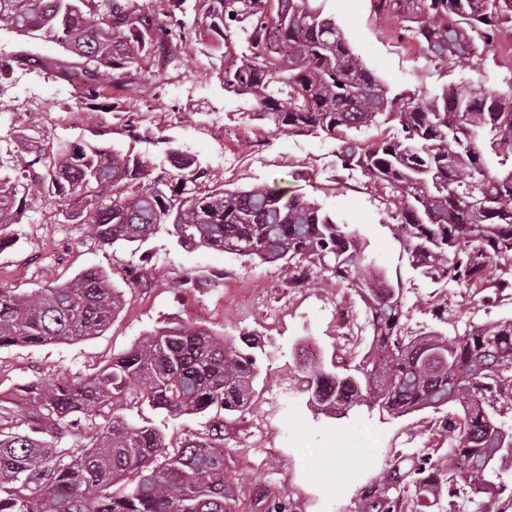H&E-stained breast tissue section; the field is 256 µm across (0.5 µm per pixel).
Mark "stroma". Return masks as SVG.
I'll return each instance as SVG.
<instances>
[{"label":"stroma","mask_w":512,"mask_h":512,"mask_svg":"<svg viewBox=\"0 0 512 512\" xmlns=\"http://www.w3.org/2000/svg\"><path fill=\"white\" fill-rule=\"evenodd\" d=\"M319 5L390 93L430 98L448 84L512 91V44L495 45L461 69L433 61L410 39L413 17L392 0ZM178 51L180 71L128 74L113 85L111 98L90 110L78 104L64 78L45 71L65 58L62 47L2 30L0 55L22 52L35 62L0 82V138L12 139L19 128L68 143L104 138L122 153L157 164L176 151L195 157L215 183H275L315 200L361 236L372 266L401 284L411 333L436 329L453 337L512 317V289L468 292L433 284L413 270L391 230V205L361 172L337 167L335 140L262 130L251 118L253 101L225 91L201 44L190 38ZM7 233L12 242L0 249L1 283L28 292L96 268L123 295L118 316L101 335L0 350V378L11 384L82 380L165 324L257 336L267 356L253 404L224 438L226 476L242 501L280 493L290 497L294 512H353L405 448L426 452L437 444L430 424L438 416L431 412L394 419L360 407L335 419L310 406L302 390L304 364L356 350L354 326L366 320L350 286L320 271L294 289L280 266L184 249L163 232L137 251L104 246L87 225L50 222L40 201Z\"/></svg>","instance_id":"stroma-1"}]
</instances>
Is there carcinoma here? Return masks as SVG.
I'll use <instances>...</instances> for the list:
<instances>
[{"label":"carcinoma","instance_id":"cac0c4a2","mask_svg":"<svg viewBox=\"0 0 512 512\" xmlns=\"http://www.w3.org/2000/svg\"><path fill=\"white\" fill-rule=\"evenodd\" d=\"M315 0H196L193 17L164 22L139 0H0V30L48 38L76 55L54 69L85 101L107 97L116 75L181 65L196 32L224 65V90L255 103L252 119L278 135H325L337 160L393 198L394 234L410 265L469 291L512 288V94L449 84L419 99L389 95ZM422 17L410 38L431 58L469 66L475 50L512 41V0H404ZM391 124L375 140L364 131ZM0 153V232L23 223L31 200L86 224L102 245L142 246L160 231L205 247L320 268L350 285L370 313L359 359L313 361L310 404L341 418L366 405L392 418L448 410V450L399 456L355 512H404L447 491L444 512H512V319L452 339L408 334L402 288L364 264L361 239L318 203L276 185L230 189L197 160L160 170L107 142H30ZM121 291L90 269L50 288L0 283V349L73 341L106 330ZM265 354L251 335L165 325L79 382L0 392V512H231L224 432L252 407ZM194 416L180 444L161 426ZM80 447L62 448L69 433ZM259 512H293L283 495Z\"/></svg>","mask_w":512,"mask_h":512}]
</instances>
